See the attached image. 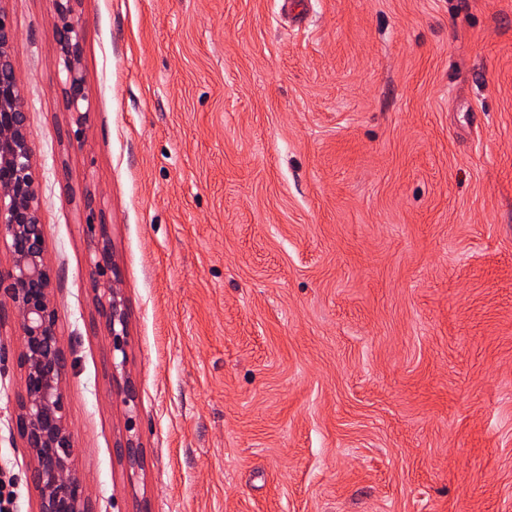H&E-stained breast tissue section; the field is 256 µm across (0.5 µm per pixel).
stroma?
Here are the masks:
<instances>
[{"mask_svg": "<svg viewBox=\"0 0 512 512\" xmlns=\"http://www.w3.org/2000/svg\"><path fill=\"white\" fill-rule=\"evenodd\" d=\"M55 0L18 35L93 512H512V0ZM107 226L134 411L89 256ZM0 342V459L38 512ZM134 418L144 468L116 446ZM55 2V25L59 31L60 53L66 71L63 93L72 124L77 127L78 135L88 122V111L84 110L88 92L79 67L82 29L79 19L75 16L76 0H55Z\"/></svg>", "mask_w": 512, "mask_h": 512, "instance_id": "stroma-1", "label": "stroma"}]
</instances>
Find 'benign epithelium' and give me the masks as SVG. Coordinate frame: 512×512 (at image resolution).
Listing matches in <instances>:
<instances>
[{"label":"benign epithelium","mask_w":512,"mask_h":512,"mask_svg":"<svg viewBox=\"0 0 512 512\" xmlns=\"http://www.w3.org/2000/svg\"><path fill=\"white\" fill-rule=\"evenodd\" d=\"M55 25L66 79L63 93L72 124L80 133L88 122V100L80 71L81 25L76 0H55ZM17 32L0 8V249L10 264L0 267V298L17 313L21 340L18 364L23 373L15 395V426L34 465L30 478L39 492V512H92L84 481L71 470L72 440L63 379V350L52 301L54 264L45 247V224L38 202L41 174L33 159L32 134L26 103L16 79ZM97 301L112 351H124L128 328L121 296V272L107 234H101L90 254ZM124 362L112 363V381L123 403L135 401L132 379ZM130 475L143 467L140 445L129 437L119 445Z\"/></svg>","instance_id":"obj_1"}]
</instances>
